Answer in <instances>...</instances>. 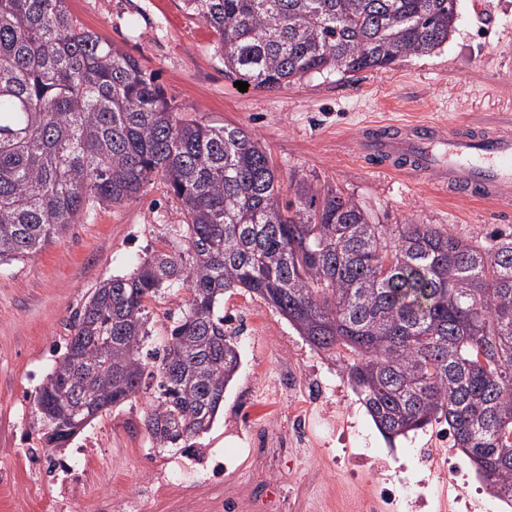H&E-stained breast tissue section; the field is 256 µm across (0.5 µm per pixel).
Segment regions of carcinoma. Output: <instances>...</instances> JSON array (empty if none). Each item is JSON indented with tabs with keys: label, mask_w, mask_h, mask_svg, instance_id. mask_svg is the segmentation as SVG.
<instances>
[{
	"label": "carcinoma",
	"mask_w": 512,
	"mask_h": 512,
	"mask_svg": "<svg viewBox=\"0 0 512 512\" xmlns=\"http://www.w3.org/2000/svg\"><path fill=\"white\" fill-rule=\"evenodd\" d=\"M213 29L225 72L254 89L426 56L456 0H183ZM186 211L185 247L103 281L36 391L44 447L62 448L142 390L144 428L173 448L213 424L239 363L224 294L264 299L347 373L390 442L445 422L512 498V240L487 247L431 224L394 237L339 190L282 185L238 126L185 118L132 56L78 26L67 0H0V264L153 178ZM185 288L170 341L145 350L148 302Z\"/></svg>",
	"instance_id": "carcinoma-1"
}]
</instances>
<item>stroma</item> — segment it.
Masks as SVG:
<instances>
[{
    "mask_svg": "<svg viewBox=\"0 0 512 512\" xmlns=\"http://www.w3.org/2000/svg\"><path fill=\"white\" fill-rule=\"evenodd\" d=\"M81 27L134 57L161 84L172 105L212 124H231L266 148L281 183L307 179L351 196L372 223L432 224L486 245L512 238V209L448 199L433 176L389 173L364 153L371 124L409 118L454 125L512 117V0H457L456 30L437 52L407 57L385 70L352 76L313 75L273 90L239 91L224 71L216 36L181 0H67ZM181 203L161 180L135 197L78 217L69 232L38 254L0 266V512H41L55 488L32 480L25 451L42 447L32 426L36 390L52 372L69 320L104 280L130 274L147 254L180 248ZM184 291L164 288L148 304V348L163 347L181 316ZM226 329L241 354L235 379L210 431L193 448L222 451V484L206 481L184 451L158 452L142 419L153 390L114 407L87 430L96 446L86 456V479L73 512H95L103 493L139 487L149 470L176 474L171 497L144 496L143 512H215L217 501L239 500L240 512L258 508L266 465L280 475L284 512H359L371 493L368 472H351L344 449L378 459L396 501L411 512L418 495L431 512L454 495L448 481L431 479L420 461L439 445L438 425L388 443L345 374L311 347L270 304L237 290L224 296ZM322 402L306 399L309 383ZM310 436L290 442L293 417Z\"/></svg>",
    "mask_w": 512,
    "mask_h": 512,
    "instance_id": "35a3bbf8",
    "label": "stroma"
}]
</instances>
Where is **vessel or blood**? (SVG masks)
Listing matches in <instances>:
<instances>
[{"mask_svg":"<svg viewBox=\"0 0 512 512\" xmlns=\"http://www.w3.org/2000/svg\"><path fill=\"white\" fill-rule=\"evenodd\" d=\"M380 168L419 173L447 160L438 181L449 193L476 202L500 204L512 194V123L498 128L467 124L443 132L438 123L403 125L392 138L372 142Z\"/></svg>","mask_w":512,"mask_h":512,"instance_id":"obj_1","label":"vessel or blood"}]
</instances>
